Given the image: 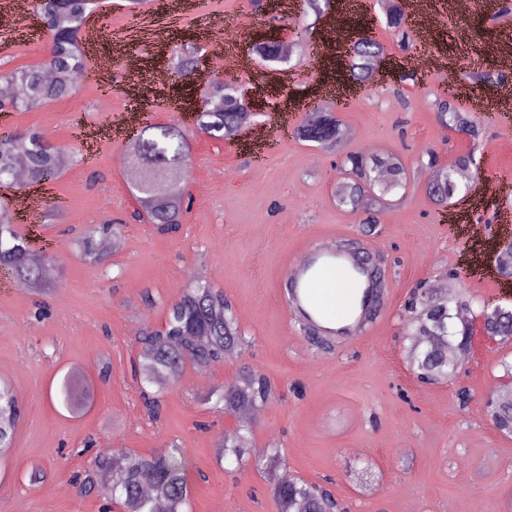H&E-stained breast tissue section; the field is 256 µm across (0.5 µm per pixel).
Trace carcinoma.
<instances>
[{
	"label": "carcinoma",
	"instance_id": "obj_1",
	"mask_svg": "<svg viewBox=\"0 0 512 512\" xmlns=\"http://www.w3.org/2000/svg\"><path fill=\"white\" fill-rule=\"evenodd\" d=\"M95 0H54L44 6L51 39L47 61L39 66L1 72L0 79L10 82L13 93L8 104L14 109H34L45 103L75 93L87 68L80 44L87 18L95 11ZM383 46L372 38L354 43L348 55L349 76L361 83L370 76L382 57ZM175 68L182 76L195 70L197 51L194 48L174 49ZM54 79L48 81L44 70ZM438 120L448 128L476 137L479 128L467 112L459 111L447 100L437 106ZM252 119L236 91L223 81L210 83L209 98L203 100L198 130L216 139H227L237 128ZM188 161L187 142L183 129L176 123L150 125L135 141L129 155L135 171L132 189L141 204L160 207L159 215L138 213V217L156 225L161 232H171L182 218L185 186L177 172ZM65 158L50 146L38 131L23 136L0 138V181L14 179L22 166L31 181L43 182L45 175L60 170ZM344 164L354 177L345 179L336 191L337 204L349 212H357L380 204L385 194L406 186L408 174L402 162L393 155L374 156L359 163L355 154L345 156ZM472 158L459 156L454 163L441 168L432 181L433 199L449 200L458 189V175L469 170ZM117 232L114 224L86 227L73 239L80 256L92 263L105 260L100 250V237ZM0 266L11 270L17 283L33 291L49 284L55 270L30 248L14 228L8 212L0 211ZM474 298L463 299L449 294L448 301L432 305L426 312L412 318L408 335L412 340V360L416 371L434 379L454 375L456 361L448 358V348H463L472 332L469 323L457 319L458 312L472 308ZM512 323V307L504 306L497 318L487 322L489 336H512L503 324ZM247 343L232 304L224 293L206 282L187 288L170 306L166 326L148 330L138 337L139 375L141 381L161 392L170 378L191 365L205 368L228 357L237 356ZM60 395L66 409L78 415L91 404L92 392L72 375L63 378ZM215 406L226 415H234L243 406L264 407L275 398V387L259 371L244 365L235 377L215 392ZM20 419V406L13 388L0 383V449L12 447L14 431ZM493 426L504 435H512V394L500 398L491 410ZM253 430L240 425L224 433L220 447L224 459L238 465L250 456ZM273 481L272 492L279 512H328L343 509L332 493L311 484L288 469L277 448H272L266 461L255 462ZM150 479L154 496L143 492V482ZM82 494L101 492L112 498L121 512H155V500L165 502L167 512H185L190 495L187 465L181 449L167 448L150 456L108 452L96 455L87 469L76 477Z\"/></svg>",
	"mask_w": 512,
	"mask_h": 512
}]
</instances>
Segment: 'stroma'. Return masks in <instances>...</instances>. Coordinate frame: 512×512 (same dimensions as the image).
I'll use <instances>...</instances> for the list:
<instances>
[{"label":"stroma","instance_id":"1","mask_svg":"<svg viewBox=\"0 0 512 512\" xmlns=\"http://www.w3.org/2000/svg\"><path fill=\"white\" fill-rule=\"evenodd\" d=\"M267 2L192 0L186 8L179 0H145L132 10L126 0H100L94 49L109 66L80 80L70 98L0 112V128L37 129L67 158L48 184L0 188V207L19 212L18 233L56 269L40 295L0 269V381L23 407L14 445L0 457V512H102L104 500L81 495L75 474L99 453L126 448L150 455L172 445L182 448L192 476L189 512H279L265 473L220 460L219 440L237 420L217 412L210 395L243 364L276 387L253 421L254 447L279 448L293 475L330 483L349 512H512V473L504 469L512 436L493 427L486 408L490 387L504 380L502 361L512 362V344L475 331L457 376L423 384L405 339L410 293L453 268L462 273L458 294L512 306V279L495 267L506 238L500 222L512 216V118L503 119L495 105L500 86L512 85V13H502V0H460L445 25L410 27L401 36L388 28L381 0H332L318 18ZM215 18L243 26L234 51L250 65L236 77L266 98L249 130L232 140L200 133L176 109L228 72L207 48L206 23ZM265 24L288 35L303 31L305 49L284 64L263 62L249 40ZM354 24L383 45L389 67L358 90L350 77H337L331 59L341 46L337 33ZM182 44L201 47L200 73L172 75L139 117L140 126L176 123L188 135L184 183L192 205L179 232L161 234L131 218L137 202L123 165L129 143L111 121L127 104L125 74L169 69L173 48ZM49 48L41 32H0V73L44 63ZM422 54L434 61L423 77L409 65ZM106 89L108 107L101 102ZM309 98L354 131L344 151L393 154L405 165L406 188L375 218L337 206L344 175L335 156L294 134L306 120L298 107ZM441 98L472 113L479 139L439 123ZM261 126L272 138L259 147L249 131ZM432 151L445 165L460 155L473 159L468 179L444 207L426 191ZM255 159L263 164L257 174L250 167ZM452 214L464 224L486 221L485 235L461 236ZM109 219L122 222L120 248L102 264L81 260L71 230ZM350 236L382 255L392 278L366 331L324 345L287 311L284 283L301 249ZM198 278L232 302L249 345L238 359L183 370L155 421L132 376L136 340L161 327L169 306ZM67 374L94 391L79 416L59 397ZM461 387L470 391L464 405Z\"/></svg>","mask_w":512,"mask_h":512}]
</instances>
